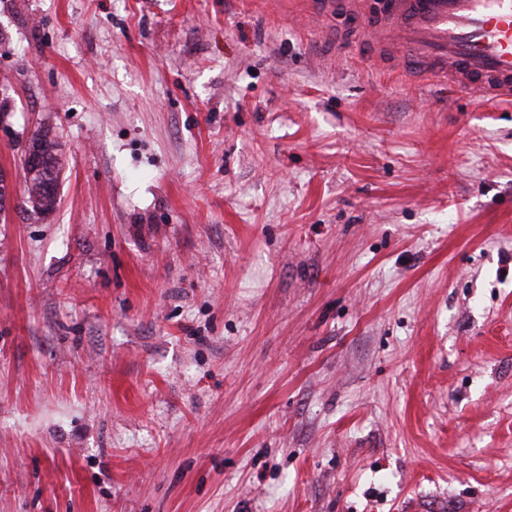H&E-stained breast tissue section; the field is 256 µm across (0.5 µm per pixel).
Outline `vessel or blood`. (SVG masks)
<instances>
[{"label": "vessel or blood", "instance_id": "obj_1", "mask_svg": "<svg viewBox=\"0 0 512 512\" xmlns=\"http://www.w3.org/2000/svg\"><path fill=\"white\" fill-rule=\"evenodd\" d=\"M360 31L377 63L442 77L490 100L512 98V0H386Z\"/></svg>", "mask_w": 512, "mask_h": 512}]
</instances>
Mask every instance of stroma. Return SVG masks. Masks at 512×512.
<instances>
[{
  "label": "stroma",
  "mask_w": 512,
  "mask_h": 512,
  "mask_svg": "<svg viewBox=\"0 0 512 512\" xmlns=\"http://www.w3.org/2000/svg\"><path fill=\"white\" fill-rule=\"evenodd\" d=\"M0 512H512V102L275 0H0ZM22 171L24 184L34 186L45 185L51 192L52 199L59 198V179L54 180V173L50 164L48 154L39 148L38 144L29 141L25 146L22 155Z\"/></svg>",
  "instance_id": "1"
}]
</instances>
